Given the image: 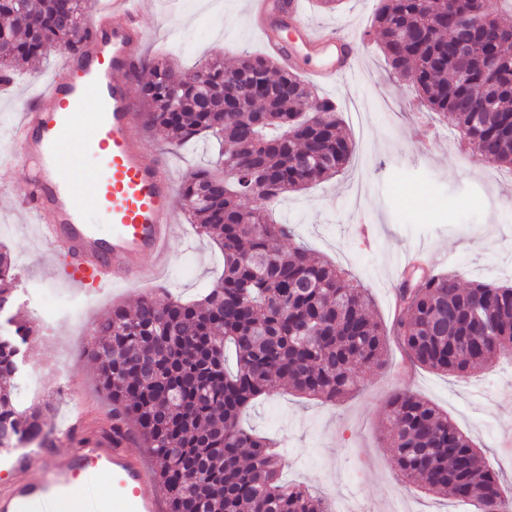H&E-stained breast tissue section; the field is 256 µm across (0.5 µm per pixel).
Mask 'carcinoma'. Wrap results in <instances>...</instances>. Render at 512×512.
I'll use <instances>...</instances> for the list:
<instances>
[{
    "label": "carcinoma",
    "mask_w": 512,
    "mask_h": 512,
    "mask_svg": "<svg viewBox=\"0 0 512 512\" xmlns=\"http://www.w3.org/2000/svg\"><path fill=\"white\" fill-rule=\"evenodd\" d=\"M90 0H0V84L14 69L87 38ZM375 34L392 72L411 84L427 111L451 123L492 164L512 167V23L485 0H382ZM500 70L490 77L483 57ZM141 83L144 124L179 147L199 135L224 143L229 179L208 169L179 186L190 223L224 254V274L200 300L146 295L94 328L100 387L111 400L112 432L137 441L161 463L156 483L167 512H329L326 502L279 479L282 459L269 441L239 425L271 383L334 402L365 371L385 363L389 336L420 366L468 377L495 360H512V285L430 273L403 291L409 316L384 326L371 298L345 272L302 244L288 251L287 224H270L266 207L283 194L331 178L353 148L336 105L323 99L318 119L304 118L312 86L266 56L230 68L215 57L182 71L147 61ZM264 195L252 197L255 176ZM17 302L12 262L0 250V296ZM34 330L9 316L0 322V456L23 442L46 440L48 408L20 409L16 379L28 364ZM394 466L433 493L474 512H512L499 475L448 413L408 391L386 406Z\"/></svg>",
    "instance_id": "1"
}]
</instances>
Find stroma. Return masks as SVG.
Segmentation results:
<instances>
[{
	"label": "stroma",
	"mask_w": 512,
	"mask_h": 512,
	"mask_svg": "<svg viewBox=\"0 0 512 512\" xmlns=\"http://www.w3.org/2000/svg\"><path fill=\"white\" fill-rule=\"evenodd\" d=\"M303 2L310 24L341 26L355 42L353 74L315 87L316 98L336 103L354 151L335 177L272 205L273 219L291 224L295 233L283 248L304 243L347 270L367 288L374 315L386 325L394 320L397 256L417 254L424 268L453 273L465 285L497 280V268L512 266V168L460 148L452 128L415 110L414 89L390 75L372 33L379 0H342L334 10ZM143 26L146 58L170 54L184 70L214 53L231 65L264 51L246 0H156ZM62 60L55 54L23 65L11 86H0V245L15 261L17 290L25 299L21 311L40 331L17 400L50 403L46 443L59 453L69 443L56 431L70 413H109L89 357L95 324L113 305L134 307L142 294L118 282L81 305L64 264H51L22 207L25 169L6 166L20 112ZM133 133L167 154L174 178L193 166L219 168L215 139L175 152L163 132L140 123ZM362 214L373 232L369 246L358 233ZM177 225L163 290L192 299L215 285L224 258L212 240L196 234L186 214H179ZM385 359L383 369L365 373L339 401L309 399L278 382L246 410L242 425L276 439L284 452L283 482L356 512H466L456 499L403 480L394 467L385 406L394 391L406 390L447 411L512 492V448L500 445L504 434H512V362L459 378L412 363L393 339Z\"/></svg>",
	"instance_id": "35a3bbf8"
}]
</instances>
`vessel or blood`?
Wrapping results in <instances>:
<instances>
[{
  "instance_id": "obj_1",
  "label": "vessel or blood",
  "mask_w": 512,
  "mask_h": 512,
  "mask_svg": "<svg viewBox=\"0 0 512 512\" xmlns=\"http://www.w3.org/2000/svg\"><path fill=\"white\" fill-rule=\"evenodd\" d=\"M152 0H92L88 37L66 51L58 74L27 104L14 151L29 177L24 207L41 230L47 251L67 258L69 282L102 287L115 275L135 285L159 276L169 263L175 235V186L168 159L133 134L139 105L132 93L142 79L146 32L142 17ZM266 50L284 66L311 61L315 82L345 77L357 57L338 28L305 21L299 0H248ZM80 144L96 162L66 164L65 151ZM95 208L110 235L89 222ZM58 454L34 448L10 464L0 482V512H43L58 499L65 512H84L78 483L106 474L96 512H163L154 478L109 423L75 415Z\"/></svg>"
}]
</instances>
